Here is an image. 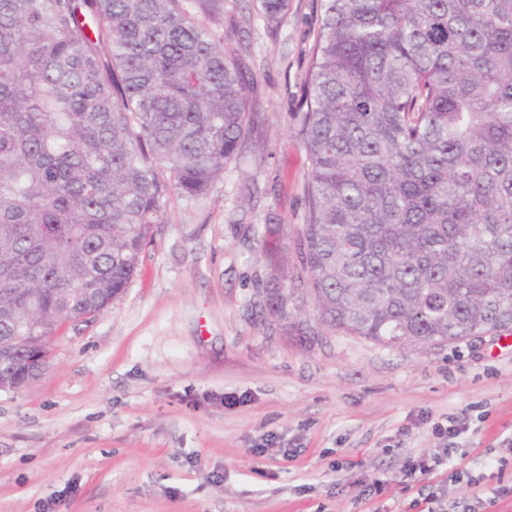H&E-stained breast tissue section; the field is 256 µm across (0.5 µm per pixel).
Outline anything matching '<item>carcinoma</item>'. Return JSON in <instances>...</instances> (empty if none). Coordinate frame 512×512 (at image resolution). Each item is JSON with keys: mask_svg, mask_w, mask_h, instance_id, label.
I'll use <instances>...</instances> for the list:
<instances>
[{"mask_svg": "<svg viewBox=\"0 0 512 512\" xmlns=\"http://www.w3.org/2000/svg\"><path fill=\"white\" fill-rule=\"evenodd\" d=\"M215 0H0V340L121 297L171 194L250 131ZM291 0H253L277 26ZM295 242L320 321L385 347L512 329V0H322ZM23 354L0 381L32 384Z\"/></svg>", "mask_w": 512, "mask_h": 512, "instance_id": "cac0c4a2", "label": "carcinoma"}]
</instances>
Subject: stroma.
<instances>
[{
	"instance_id": "1",
	"label": "stroma",
	"mask_w": 512,
	"mask_h": 512,
	"mask_svg": "<svg viewBox=\"0 0 512 512\" xmlns=\"http://www.w3.org/2000/svg\"><path fill=\"white\" fill-rule=\"evenodd\" d=\"M220 5L207 24L258 127L206 197L169 198L123 296L0 391V512H414L429 494L442 512H512L466 485L512 486L489 466L512 461V330L391 349L318 320L294 241L320 0H292L274 29L249 0ZM275 292L280 311L256 307Z\"/></svg>"
}]
</instances>
